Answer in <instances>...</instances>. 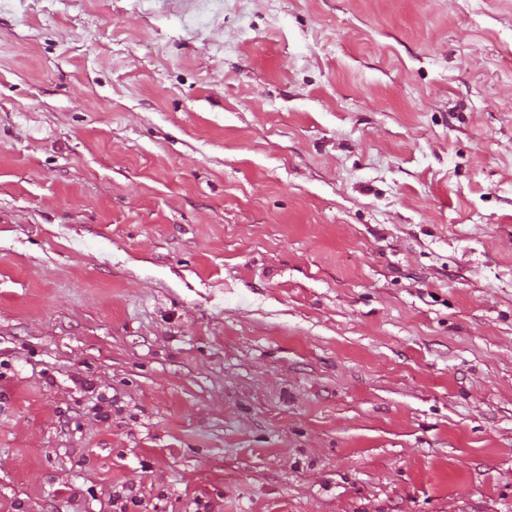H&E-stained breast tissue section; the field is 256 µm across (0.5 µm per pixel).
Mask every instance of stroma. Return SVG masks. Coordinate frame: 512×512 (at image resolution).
Listing matches in <instances>:
<instances>
[{"label": "stroma", "instance_id": "35a3bbf8", "mask_svg": "<svg viewBox=\"0 0 512 512\" xmlns=\"http://www.w3.org/2000/svg\"><path fill=\"white\" fill-rule=\"evenodd\" d=\"M0 12V512H512V0Z\"/></svg>", "mask_w": 512, "mask_h": 512}]
</instances>
